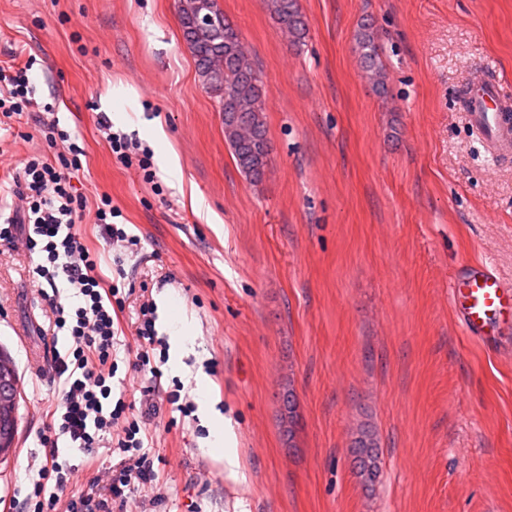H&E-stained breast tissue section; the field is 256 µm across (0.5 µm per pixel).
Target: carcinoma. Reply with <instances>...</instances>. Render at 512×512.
<instances>
[{
	"label": "carcinoma",
	"mask_w": 512,
	"mask_h": 512,
	"mask_svg": "<svg viewBox=\"0 0 512 512\" xmlns=\"http://www.w3.org/2000/svg\"><path fill=\"white\" fill-rule=\"evenodd\" d=\"M179 21L183 39L194 56L198 77L208 93L219 99L222 112H246L247 122L239 127H224V139L236 163L253 183L262 180L270 155L250 152L243 141L251 136L267 137L264 121L263 82L231 22L218 18L216 0H180ZM268 6L281 29L292 41L301 43L306 22L296 0H268ZM356 45L366 74L376 90L385 92L386 72L378 36L370 23L361 25Z\"/></svg>",
	"instance_id": "1"
}]
</instances>
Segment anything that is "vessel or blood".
Returning a JSON list of instances; mask_svg holds the SVG:
<instances>
[{"mask_svg":"<svg viewBox=\"0 0 512 512\" xmlns=\"http://www.w3.org/2000/svg\"><path fill=\"white\" fill-rule=\"evenodd\" d=\"M464 104L474 127L484 135L493 156L512 154V102L501 96L497 81L486 77L468 85ZM454 309L472 332L497 333L512 320V285L483 265H472L457 276L451 288Z\"/></svg>","mask_w":512,"mask_h":512,"instance_id":"obj_1","label":"vessel or blood"}]
</instances>
